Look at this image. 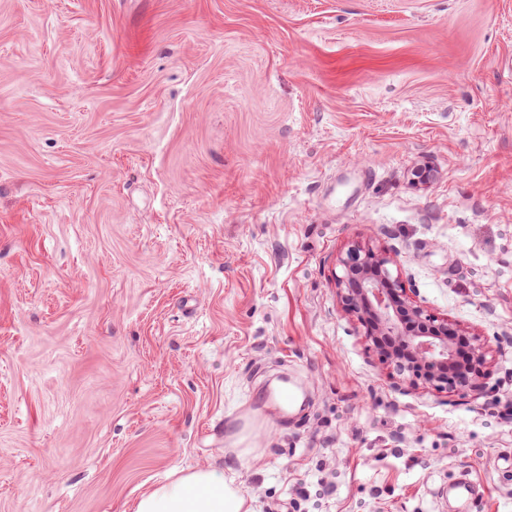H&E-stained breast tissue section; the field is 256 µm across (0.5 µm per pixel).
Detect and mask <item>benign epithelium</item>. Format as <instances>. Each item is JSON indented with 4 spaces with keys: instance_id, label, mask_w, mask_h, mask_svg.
<instances>
[{
    "instance_id": "benign-epithelium-1",
    "label": "benign epithelium",
    "mask_w": 512,
    "mask_h": 512,
    "mask_svg": "<svg viewBox=\"0 0 512 512\" xmlns=\"http://www.w3.org/2000/svg\"><path fill=\"white\" fill-rule=\"evenodd\" d=\"M394 247L355 243L336 259L339 304L363 328L379 358L410 381L440 392H482L486 388L488 349L479 336L468 340V356L458 352L461 335L414 301L401 276Z\"/></svg>"
}]
</instances>
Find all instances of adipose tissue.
Masks as SVG:
<instances>
[{
    "label": "adipose tissue",
    "mask_w": 512,
    "mask_h": 512,
    "mask_svg": "<svg viewBox=\"0 0 512 512\" xmlns=\"http://www.w3.org/2000/svg\"><path fill=\"white\" fill-rule=\"evenodd\" d=\"M133 512H251L244 493L218 467L195 469L142 494Z\"/></svg>",
    "instance_id": "obj_1"
}]
</instances>
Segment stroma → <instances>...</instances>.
Returning <instances> with one entry per match:
<instances>
[{"mask_svg":"<svg viewBox=\"0 0 512 512\" xmlns=\"http://www.w3.org/2000/svg\"><path fill=\"white\" fill-rule=\"evenodd\" d=\"M485 340L395 388L336 259ZM304 411L274 421L282 383ZM512 0H0V512H512ZM133 512H252L247 496L227 482L224 468L181 473L142 494Z\"/></svg>","mask_w":512,"mask_h":512,"instance_id":"obj_1","label":"stroma"}]
</instances>
